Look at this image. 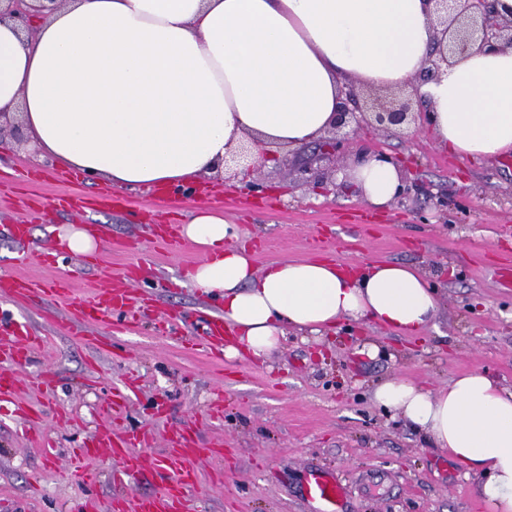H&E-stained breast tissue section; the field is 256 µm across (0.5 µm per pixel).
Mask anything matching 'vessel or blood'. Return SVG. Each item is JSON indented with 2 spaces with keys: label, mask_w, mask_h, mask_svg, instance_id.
I'll return each mask as SVG.
<instances>
[{
  "label": "vessel or blood",
  "mask_w": 512,
  "mask_h": 512,
  "mask_svg": "<svg viewBox=\"0 0 512 512\" xmlns=\"http://www.w3.org/2000/svg\"><path fill=\"white\" fill-rule=\"evenodd\" d=\"M72 295L73 301L68 317L70 333L84 335L89 326L109 323L119 331L126 330L127 323L120 316L128 305V291L124 288L98 290L86 295H73L68 279L60 278L47 282H35L20 277L0 278V301L18 305L33 295ZM41 337L33 335L21 318L0 308V401L11 402L16 398L20 383L19 369L28 353L38 347ZM209 358L224 354V318L213 314L207 326V335L202 343ZM134 392L132 383L124 381L112 385L107 404L108 414L125 410ZM147 435H130L121 438L117 445L101 448L87 445L75 454V475L88 482H96L99 476L95 465L105 462L113 467L114 480L123 483L125 477L154 466L165 474L158 491L135 497L134 512H182L185 493L197 482L196 463L210 456V449L202 447L196 433L178 432L172 446L162 456L148 459L142 454L147 444ZM306 501L314 512H341L340 504L345 497V488L337 477L324 468L311 469L304 489Z\"/></svg>",
  "instance_id": "obj_1"
}]
</instances>
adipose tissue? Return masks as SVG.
<instances>
[{
	"label": "adipose tissue",
	"instance_id": "ef3b65f1",
	"mask_svg": "<svg viewBox=\"0 0 512 512\" xmlns=\"http://www.w3.org/2000/svg\"><path fill=\"white\" fill-rule=\"evenodd\" d=\"M428 0H62L26 37L0 20V112L20 111L34 158L121 189H192L250 137L297 150L329 129L340 91L416 88L437 141L461 157L512 155V48L474 52L425 80ZM363 201L387 208L399 170L376 156L351 167ZM180 235L203 255L184 279L221 298L224 352L261 357L287 330L320 336L345 319L414 336L438 297L414 266L358 272L329 258L256 268L239 227L196 208ZM400 411L479 476L492 512H512V390L485 373L430 392L380 384Z\"/></svg>",
	"mask_w": 512,
	"mask_h": 512
}]
</instances>
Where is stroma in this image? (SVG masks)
<instances>
[{
    "mask_svg": "<svg viewBox=\"0 0 512 512\" xmlns=\"http://www.w3.org/2000/svg\"><path fill=\"white\" fill-rule=\"evenodd\" d=\"M361 153L391 156L405 170L408 189L389 208H371L341 179L328 195L316 194L285 168L263 162L221 176L202 198L127 190L123 207L109 209L90 203L99 180L57 183L52 161L1 151L0 170L32 165L40 177L0 181V275L16 272L11 225H28L29 248L50 251L53 226L87 224L103 239L97 255L69 257L61 268L30 265L25 275L43 280L68 271L74 288L87 291L118 281L137 260L133 288L143 304L131 331L98 323L84 337L63 329L68 299L37 295L18 306L46 339L20 370L18 398L39 415L55 448L41 455L19 432L11 408H0V498L22 512H76L85 498L94 512H111L114 486L104 476L90 486L67 475L70 449L146 431L156 457L178 430L192 429L224 454L198 461L200 480L185 512H309L303 487L314 467L333 470L346 485L342 512H489L479 477L378 404L373 390L405 377L434 391L470 371L512 388V287L499 283L512 279V158L462 160L440 148L432 131L404 136L371 128L337 157V169ZM254 181L263 192H244ZM57 196L89 207H54ZM201 205L239 224L259 268L316 257L355 268L419 267L439 297L436 314L412 339L374 323L345 322L321 337L289 332L264 358L208 359L188 343L201 339L219 303L182 283L203 254L188 243L167 249L156 230L186 223ZM357 221L369 232L347 233ZM96 336L113 344L112 355L96 353ZM44 372L55 384L47 395L31 383ZM129 375L136 389L122 419L111 421L103 402L111 383Z\"/></svg>",
    "mask_w": 512,
    "mask_h": 512,
    "instance_id": "1",
    "label": "stroma"
}]
</instances>
